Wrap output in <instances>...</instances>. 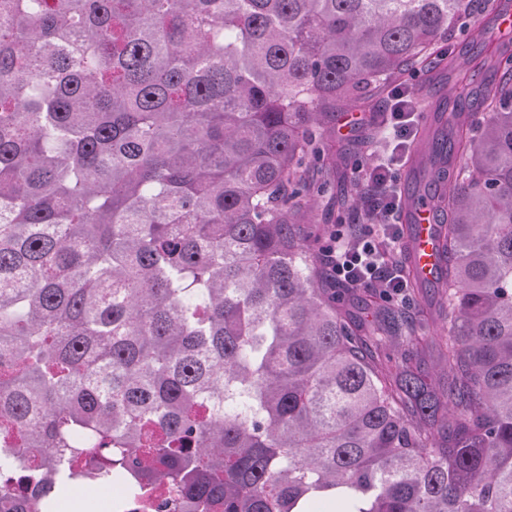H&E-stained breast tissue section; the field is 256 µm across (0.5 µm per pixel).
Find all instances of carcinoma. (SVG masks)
<instances>
[{
	"mask_svg": "<svg viewBox=\"0 0 512 512\" xmlns=\"http://www.w3.org/2000/svg\"><path fill=\"white\" fill-rule=\"evenodd\" d=\"M509 3L0 0L4 508L124 476L189 512H512ZM458 36L476 109L418 149L443 300L414 321L425 282L327 281L307 204L336 113Z\"/></svg>",
	"mask_w": 512,
	"mask_h": 512,
	"instance_id": "cac0c4a2",
	"label": "carcinoma"
}]
</instances>
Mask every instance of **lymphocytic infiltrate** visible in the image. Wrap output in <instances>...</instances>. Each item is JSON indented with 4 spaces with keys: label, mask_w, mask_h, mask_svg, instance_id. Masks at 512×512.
<instances>
[{
    "label": "lymphocytic infiltrate",
    "mask_w": 512,
    "mask_h": 512,
    "mask_svg": "<svg viewBox=\"0 0 512 512\" xmlns=\"http://www.w3.org/2000/svg\"><path fill=\"white\" fill-rule=\"evenodd\" d=\"M385 112L395 142L393 163L389 166L373 163L364 168L368 189L362 199L364 222L351 237L342 230H334L324 252L335 280L356 288H380L386 294L397 295L405 281L401 266L389 258L401 237L396 217L400 202L399 178L393 164L403 158L415 135L417 114L408 92L401 89L393 92Z\"/></svg>",
    "instance_id": "1"
}]
</instances>
